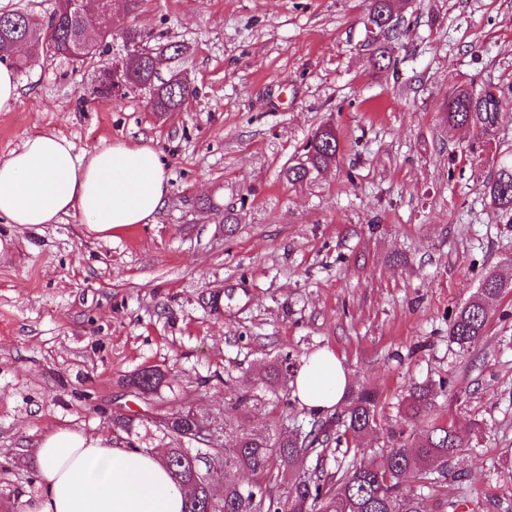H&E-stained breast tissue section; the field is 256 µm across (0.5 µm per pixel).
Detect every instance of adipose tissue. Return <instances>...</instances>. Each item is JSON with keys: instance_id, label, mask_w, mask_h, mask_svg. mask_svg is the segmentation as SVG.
<instances>
[{"instance_id": "1", "label": "adipose tissue", "mask_w": 512, "mask_h": 512, "mask_svg": "<svg viewBox=\"0 0 512 512\" xmlns=\"http://www.w3.org/2000/svg\"><path fill=\"white\" fill-rule=\"evenodd\" d=\"M168 174L149 146L122 142L76 152L47 131L26 138L0 160V220L57 224L77 214L87 231L108 239L134 224L154 221L164 207ZM347 375L333 352L307 358L294 394L307 409L324 412L342 398ZM40 492L26 512H182L184 487L156 452L128 449L111 435L56 428L37 441Z\"/></svg>"}]
</instances>
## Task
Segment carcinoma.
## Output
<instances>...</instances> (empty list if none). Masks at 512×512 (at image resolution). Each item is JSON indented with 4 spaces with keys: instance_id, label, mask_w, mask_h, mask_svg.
I'll return each instance as SVG.
<instances>
[{
    "instance_id": "cac0c4a2",
    "label": "carcinoma",
    "mask_w": 512,
    "mask_h": 512,
    "mask_svg": "<svg viewBox=\"0 0 512 512\" xmlns=\"http://www.w3.org/2000/svg\"><path fill=\"white\" fill-rule=\"evenodd\" d=\"M394 0H369L366 31L371 42H387L380 57H391L392 43L398 41L399 27L382 30L392 18ZM113 37L112 20L105 19L97 28L81 26L77 12H66L56 5L52 13L39 17L22 10L0 12V63L18 69L46 51L73 64H96L106 70L101 50ZM119 38L133 47L136 57L123 73L124 92H148L156 112H177L192 93L190 85L171 78L159 77L155 59L167 52L177 56L182 47L174 43L147 45L146 36L135 25L122 28ZM501 101L494 98L492 88L475 97L459 88L448 97V125L465 126L491 124ZM339 143L330 126L318 129L304 147L303 160L288 168L286 178L291 183L306 180L313 172L324 170L336 162ZM492 204L512 215V150L503 152L494 177L486 185ZM512 285L494 272L487 273L478 286L477 295L466 303L449 324V338L464 349L484 335L488 305ZM166 375L157 369H143L132 374L129 385L147 397L159 392ZM448 380L416 384L401 406L406 423H425L427 429L414 440L404 438V431L389 433L391 445L383 448L368 463L351 461L338 465L327 475L324 460L331 443L342 440L358 441L376 430L377 397L367 390L349 397L336 415L313 414L309 430L273 438L263 431L241 432L224 439V447L216 450H192L194 443L207 440L194 432L200 417L190 407L169 414L170 421L160 426L170 439L171 448L163 462L173 479L189 490L185 512H424L421 498L403 495L400 488L409 476L422 487L432 488L441 482L435 471L447 466L448 459L465 447V440L453 425L432 419L438 397L445 395ZM144 420L138 416L113 418V426L124 435L127 445L141 447L135 439ZM224 460V479L205 487L193 482L188 467L198 470L211 467L215 459ZM289 477L286 495L273 492L272 469ZM246 471L260 480L243 485L232 473Z\"/></svg>"
}]
</instances>
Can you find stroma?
Returning a JSON list of instances; mask_svg holds the SVG:
<instances>
[{
    "instance_id": "obj_1",
    "label": "stroma",
    "mask_w": 512,
    "mask_h": 512,
    "mask_svg": "<svg viewBox=\"0 0 512 512\" xmlns=\"http://www.w3.org/2000/svg\"><path fill=\"white\" fill-rule=\"evenodd\" d=\"M396 66L375 67L368 0H142L136 26L176 42L161 78L186 73L181 111L149 96L94 95V66L43 54L0 111V160L53 131L88 150L148 145L169 176L151 224L109 240L80 215L0 222V512L39 490L35 440L57 427L112 433L143 412L127 386L153 367L164 414L192 407L233 431L307 422L292 394L327 349L381 414L380 448L412 384L446 378L440 419L468 443L425 512H512V289L484 336L460 349L455 312L496 272L512 282V224L486 185L512 148V0H400ZM495 88L489 126L452 127L453 90ZM337 160L304 182L288 167L320 126ZM289 363L284 377L260 375Z\"/></svg>"
}]
</instances>
